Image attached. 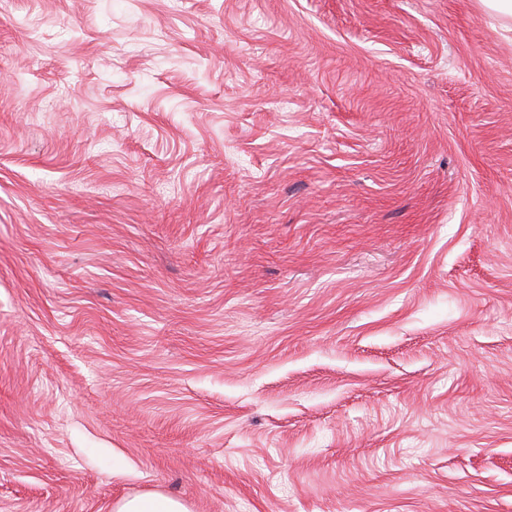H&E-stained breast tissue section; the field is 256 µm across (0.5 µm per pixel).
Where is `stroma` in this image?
I'll use <instances>...</instances> for the list:
<instances>
[{
  "mask_svg": "<svg viewBox=\"0 0 512 512\" xmlns=\"http://www.w3.org/2000/svg\"><path fill=\"white\" fill-rule=\"evenodd\" d=\"M149 494L512 512V19L0 7V512Z\"/></svg>",
  "mask_w": 512,
  "mask_h": 512,
  "instance_id": "1",
  "label": "stroma"
}]
</instances>
